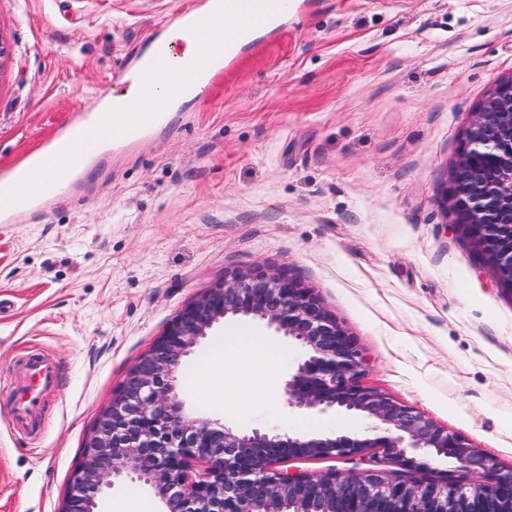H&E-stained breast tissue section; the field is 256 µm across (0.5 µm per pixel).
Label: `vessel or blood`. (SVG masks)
<instances>
[{
	"mask_svg": "<svg viewBox=\"0 0 512 512\" xmlns=\"http://www.w3.org/2000/svg\"><path fill=\"white\" fill-rule=\"evenodd\" d=\"M288 13V0H224V48L227 53L255 43L263 30L278 31L283 27V19ZM172 53L170 45L163 39H156L151 63L136 60L127 76L128 82L140 84L162 83L168 88L170 100H178L184 94L183 85L175 79L165 62ZM165 117L164 110L149 112H116L112 115L113 124L139 135L153 132ZM80 165L79 159L71 154L62 156L49 151L39 159V168L52 172L53 177L41 189L43 198L59 196L69 174ZM27 383L18 389L13 398V418L17 426L30 434L40 429L42 414V394L54 387L58 381V371L47 357L35 356L27 362Z\"/></svg>",
	"mask_w": 512,
	"mask_h": 512,
	"instance_id": "obj_1",
	"label": "vessel or blood"
}]
</instances>
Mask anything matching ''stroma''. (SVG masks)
I'll use <instances>...</instances> for the list:
<instances>
[{
    "label": "stroma",
    "instance_id": "1",
    "mask_svg": "<svg viewBox=\"0 0 512 512\" xmlns=\"http://www.w3.org/2000/svg\"><path fill=\"white\" fill-rule=\"evenodd\" d=\"M206 2L0 0V178L126 93L135 58ZM288 2L284 33H261L154 137L128 136L65 196L0 222V512H59L127 370L186 303L257 266L312 290L364 355L363 384L512 468V292L445 197L472 112L512 75V0ZM229 336L263 340L273 362L224 365ZM33 351L62 379L29 435L12 407ZM298 355L259 321L225 320L186 357L184 399L244 430L381 436L289 408ZM259 375L265 394L241 401ZM160 508L126 479L99 502Z\"/></svg>",
    "mask_w": 512,
    "mask_h": 512
}]
</instances>
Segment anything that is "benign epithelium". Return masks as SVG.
Instances as JSON below:
<instances>
[{
	"mask_svg": "<svg viewBox=\"0 0 512 512\" xmlns=\"http://www.w3.org/2000/svg\"><path fill=\"white\" fill-rule=\"evenodd\" d=\"M449 196L456 224L512 288V76L472 112ZM229 316L259 319L300 349L283 384L288 407L357 413L386 435L248 432L189 413L178 367ZM363 367L353 338L288 271L226 273L185 304L128 370L84 442L60 512H96L100 495L122 476L149 487L163 512H512V470L468 485L411 476L427 468L429 455L472 470L487 469V459L462 435L362 384ZM370 448L384 449L397 469L285 466Z\"/></svg>",
	"mask_w": 512,
	"mask_h": 512,
	"instance_id": "benign-epithelium-1",
	"label": "benign epithelium"
}]
</instances>
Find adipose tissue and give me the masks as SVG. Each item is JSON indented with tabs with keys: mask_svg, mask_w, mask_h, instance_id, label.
I'll return each mask as SVG.
<instances>
[{
	"mask_svg": "<svg viewBox=\"0 0 512 512\" xmlns=\"http://www.w3.org/2000/svg\"><path fill=\"white\" fill-rule=\"evenodd\" d=\"M171 39L184 41L182 52L170 57L169 66L178 80L186 85L188 98H195L205 86L210 72L224 60V27L221 20L200 27L194 35L185 36L182 29H174ZM167 89L160 84L132 89L128 94L96 101L88 118L79 124V132L72 148L85 157H92L113 139L122 136L121 128L112 124L114 108L125 112L142 111L145 103L163 104Z\"/></svg>",
	"mask_w": 512,
	"mask_h": 512,
	"instance_id": "adipose-tissue-1",
	"label": "adipose tissue"
}]
</instances>
